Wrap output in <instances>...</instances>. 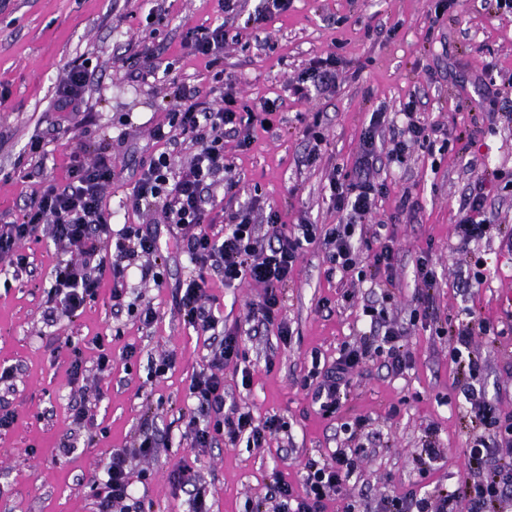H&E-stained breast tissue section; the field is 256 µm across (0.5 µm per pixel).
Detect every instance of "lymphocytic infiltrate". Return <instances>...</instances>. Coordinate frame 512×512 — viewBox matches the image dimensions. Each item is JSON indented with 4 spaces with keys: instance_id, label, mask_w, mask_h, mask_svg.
<instances>
[{
    "instance_id": "obj_1",
    "label": "lymphocytic infiltrate",
    "mask_w": 512,
    "mask_h": 512,
    "mask_svg": "<svg viewBox=\"0 0 512 512\" xmlns=\"http://www.w3.org/2000/svg\"><path fill=\"white\" fill-rule=\"evenodd\" d=\"M86 63L72 62L56 88L55 106L60 112L80 111L88 83ZM169 121L157 127L154 140L165 142L167 151L152 157L139 174L126 200L133 211L158 217L168 229L179 230L195 275L178 282L174 297L185 325L202 336L208 351L207 366L191 381L189 391L198 401V414L190 415L184 435L192 447H210L215 434L230 444L246 443L259 448L268 436L286 431L279 417L255 420L249 408L224 389V367L240 356L236 332L221 328L207 292L211 275L222 276L225 285L250 281L262 287L260 305L248 313L250 321L266 326L276 318L280 294L287 287L305 246L321 243L328 252L332 271L356 273L381 290V305L367 304L363 313L370 319V331L359 341L343 347L328 367L312 366L300 379L311 390L323 415L339 413L351 386L352 374L369 362L382 360L388 372L403 374L412 367L415 353L408 332L389 320L385 308L391 300L396 250L392 237L369 223L385 184L374 173L380 161L377 139L387 122L384 110L372 112L362 132L354 176L340 175L329 184L330 201L337 213L346 215L343 224L320 228L299 224L285 230L278 211H270L266 225L254 224L250 207L226 212L224 232L211 233L207 219L206 194L224 171V139L236 137L239 148H248L249 129L257 113L239 105L231 90H224L218 106H210L206 93L174 83L166 96ZM191 144L195 152L181 173H172V150ZM113 176L112 159L97 153L88 163L75 161L65 185L48 184L23 209L13 223L0 225V259L10 258L23 268L25 258L18 252L22 241L39 227H47L58 250L68 253L53 269L54 283L47 293L50 312L77 316L87 300L97 296L104 275L123 279L132 260L143 259L142 276H149L157 264L158 226L129 224L113 232L111 215L104 205V190ZM495 171L482 172L460 210L456 233L460 245L483 237L491 221L486 214L488 186L501 181ZM364 242L371 248L369 260H361L356 247ZM416 276L420 287L410 313L411 322L433 323L437 334L447 337L449 355L463 382L458 390L466 404L473 430L472 451L465 476L453 487L435 486L426 496L392 494L384 496L378 512H512V416L488 399L479 388L483 361L474 346L478 336L494 333L489 319L471 316L458 325H440L435 295L440 288L436 271L426 258H419ZM160 445L155 435L145 436L137 446L113 450L107 478L95 493L97 512H127L126 500L133 484L130 456L153 457ZM362 446L335 449L324 461L310 460L303 467V493H296L273 473L272 484L253 512H326L330 497L341 495L355 475Z\"/></svg>"
}]
</instances>
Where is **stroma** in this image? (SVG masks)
Segmentation results:
<instances>
[{
  "mask_svg": "<svg viewBox=\"0 0 512 512\" xmlns=\"http://www.w3.org/2000/svg\"><path fill=\"white\" fill-rule=\"evenodd\" d=\"M226 16L217 0H0V225L18 217L49 183L64 185L74 159L92 158L101 146L112 153L114 176L104 204L113 230L146 222L125 201L143 165L163 151L151 137L167 124L162 99L169 81L209 90L223 71L239 103L260 111L278 100L269 125H253L251 145L224 140L225 181L217 183L207 207L213 232L224 229V211L255 202L257 223L278 210L286 226L337 223L329 200L333 175L351 171L371 113L386 106L393 124L379 145L387 153L399 136L409 98L421 119L440 124L451 143L429 153L413 145L402 160L382 162L386 193L375 217L396 241L397 290L388 315L409 328L415 362L399 376L381 363L357 371L338 416L318 415L299 378L312 356L332 363L341 347L369 329L365 304L379 300V288L356 274L329 276L320 244L305 248L281 300L277 326L253 331L246 322L261 288L244 282L210 281V294L228 329H238V365L224 368V385L246 403L256 419L275 415L288 424L260 448L225 445L194 448L184 437L181 413L193 410L192 378L206 351L173 301L176 280L193 272L178 236L162 233V285L142 280L132 264L120 305L111 299L112 280L78 317L49 316L47 292L62 258L51 240L35 233L19 246L28 265L14 273L0 262V367H13V387L4 395L14 423L0 429V512H95V486L106 480L112 450L131 447L144 426L162 440L156 457L132 458L141 479L132 497L141 512H189V488L174 486L170 472L191 463L207 489L210 512H250L280 470L293 488L302 484L305 462L346 445L342 423L368 418L363 442L372 450L349 484V492L376 506L389 493L427 492L454 486L465 473L472 432L465 405L454 388L458 375L448 357V339L427 324H410L418 287L416 260L427 256L438 274L440 318L455 323L472 308L491 318L503 336L476 337L483 361V385L504 412H512V195L489 196V233L464 251L455 250V224L481 170L512 175V93L480 98L482 81L512 78V13L483 9L481 0H461L435 14L432 0H292L287 12L227 41L221 66L195 54L191 29L215 27ZM335 55L334 89L300 97L295 81L309 59ZM91 72L86 112L78 117L55 109L56 87L72 61ZM317 125L325 142L308 161L303 135ZM467 138H459L461 130ZM408 205H401V197ZM482 260L487 280L464 291L459 281ZM151 305L158 318L142 327L138 315ZM110 369L97 368L100 353ZM80 356L96 422L85 432L73 421L79 398L69 363ZM174 358L163 376L153 363ZM249 377H242L241 368ZM435 430L443 451L427 477L414 459L427 430ZM73 445L72 454L61 451Z\"/></svg>",
  "mask_w": 512,
  "mask_h": 512,
  "instance_id": "1",
  "label": "stroma"
}]
</instances>
